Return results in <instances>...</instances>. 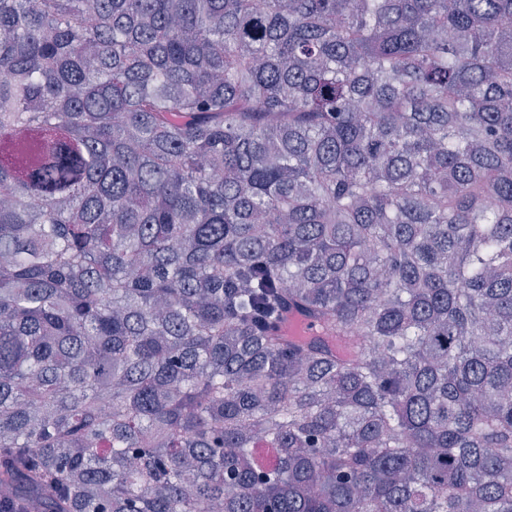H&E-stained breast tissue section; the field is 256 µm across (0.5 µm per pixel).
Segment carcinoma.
I'll use <instances>...</instances> for the list:
<instances>
[{"instance_id":"carcinoma-1","label":"carcinoma","mask_w":512,"mask_h":512,"mask_svg":"<svg viewBox=\"0 0 512 512\" xmlns=\"http://www.w3.org/2000/svg\"><path fill=\"white\" fill-rule=\"evenodd\" d=\"M0 512H512V0H0Z\"/></svg>"}]
</instances>
